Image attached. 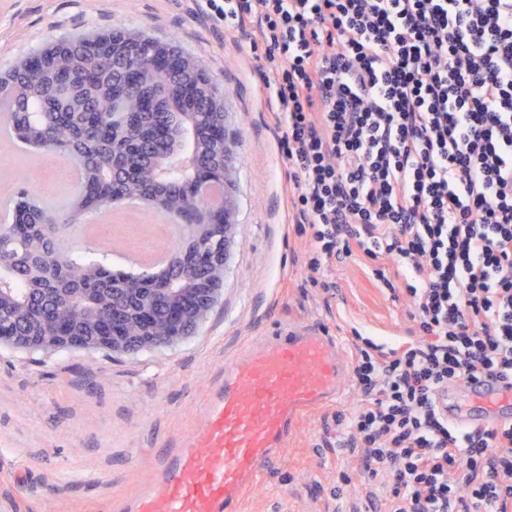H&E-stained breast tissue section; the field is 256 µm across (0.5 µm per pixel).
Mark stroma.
Wrapping results in <instances>:
<instances>
[{"instance_id":"obj_1","label":"stroma","mask_w":512,"mask_h":512,"mask_svg":"<svg viewBox=\"0 0 512 512\" xmlns=\"http://www.w3.org/2000/svg\"><path fill=\"white\" fill-rule=\"evenodd\" d=\"M116 26L199 61L224 99L234 239L219 302L197 331L136 354L24 351L0 344V512H121L154 478L155 455L195 430L211 384L244 348L283 323L349 336L365 322L410 327L356 263L337 266L335 298L310 287L288 222L284 160L247 50L204 0H0V74L50 43ZM331 410L302 419L281 460L243 495L241 512H336L345 449Z\"/></svg>"}]
</instances>
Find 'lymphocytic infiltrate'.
<instances>
[{"instance_id":"1","label":"lymphocytic infiltrate","mask_w":512,"mask_h":512,"mask_svg":"<svg viewBox=\"0 0 512 512\" xmlns=\"http://www.w3.org/2000/svg\"><path fill=\"white\" fill-rule=\"evenodd\" d=\"M277 105L306 280L360 261L415 323L354 333L336 440L365 512H512V427L449 428L434 396L512 374V0H206Z\"/></svg>"}]
</instances>
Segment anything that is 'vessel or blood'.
Listing matches in <instances>:
<instances>
[{"instance_id": "b4317fda", "label": "vessel or blood", "mask_w": 512, "mask_h": 512, "mask_svg": "<svg viewBox=\"0 0 512 512\" xmlns=\"http://www.w3.org/2000/svg\"><path fill=\"white\" fill-rule=\"evenodd\" d=\"M351 382L342 337L289 323L244 349L200 406L201 425L161 453L156 477L125 512H238L309 413L338 403ZM436 404L464 432L512 425V376L490 374L441 389Z\"/></svg>"}]
</instances>
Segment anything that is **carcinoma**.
Segmentation results:
<instances>
[{"label": "carcinoma", "instance_id": "cac0c4a2", "mask_svg": "<svg viewBox=\"0 0 512 512\" xmlns=\"http://www.w3.org/2000/svg\"><path fill=\"white\" fill-rule=\"evenodd\" d=\"M157 42L121 28L75 35L43 50L39 72L21 61L0 77V109L17 138L36 150L67 156L82 172L65 214L29 187L16 193L13 217L0 225V327L13 347L35 349L59 322L70 323V349L97 335L95 321L117 311L127 352L153 348L162 333L140 328L141 305L159 294L155 283L112 269L106 252L64 249L60 223L77 224L118 198H139L178 214L183 224H222L224 205L212 204L195 173L224 176L232 148L224 137V106L204 70L182 52V63L161 72L152 62ZM126 101V116L112 120V100ZM199 248L208 263L224 264V238L208 236ZM167 273L211 309L223 281L175 249Z\"/></svg>", "mask_w": 512, "mask_h": 512}]
</instances>
